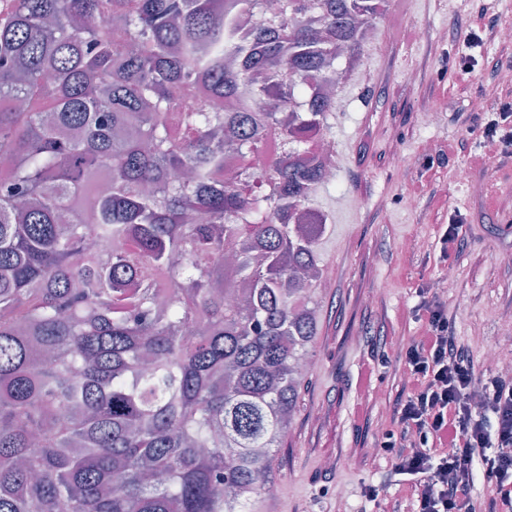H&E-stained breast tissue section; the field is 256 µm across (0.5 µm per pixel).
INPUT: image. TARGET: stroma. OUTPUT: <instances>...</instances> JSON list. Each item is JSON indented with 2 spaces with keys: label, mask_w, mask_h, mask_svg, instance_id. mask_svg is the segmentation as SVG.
I'll list each match as a JSON object with an SVG mask.
<instances>
[{
  "label": "stroma",
  "mask_w": 512,
  "mask_h": 512,
  "mask_svg": "<svg viewBox=\"0 0 512 512\" xmlns=\"http://www.w3.org/2000/svg\"><path fill=\"white\" fill-rule=\"evenodd\" d=\"M483 0H389L356 77L339 88L327 120L335 144L333 187L317 192L330 230L316 247L326 281L315 290L317 332L298 411L276 453L275 485L249 495L251 512H377L370 489L406 500L383 443L399 433L404 399L398 349L416 339L424 301L448 306L460 342L484 382L512 366V145L473 172L471 195L457 173L480 145L492 100L512 79V41L473 53L464 32ZM477 64L469 81L456 66ZM433 121H426V114ZM462 145L448 158L449 141ZM461 220L468 248L443 258L439 235ZM454 290L435 287L445 271ZM494 343L496 361L483 354ZM369 407V419L359 415ZM341 467H331L334 459Z\"/></svg>",
  "instance_id": "obj_1"
}]
</instances>
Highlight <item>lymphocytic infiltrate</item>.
<instances>
[{
    "label": "lymphocytic infiltrate",
    "mask_w": 512,
    "mask_h": 512,
    "mask_svg": "<svg viewBox=\"0 0 512 512\" xmlns=\"http://www.w3.org/2000/svg\"><path fill=\"white\" fill-rule=\"evenodd\" d=\"M422 310L419 337L402 357L408 392L394 408L400 439L384 444L412 496L409 507L397 502L382 512H512V380L484 385V408L474 412L470 350L458 344L441 303ZM491 441L497 454L482 458ZM480 474L492 493L476 500L471 491Z\"/></svg>",
    "instance_id": "obj_1"
}]
</instances>
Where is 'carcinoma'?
<instances>
[{
  "label": "carcinoma",
  "instance_id": "cac0c4a2",
  "mask_svg": "<svg viewBox=\"0 0 512 512\" xmlns=\"http://www.w3.org/2000/svg\"><path fill=\"white\" fill-rule=\"evenodd\" d=\"M264 2L0 0V512L271 488L329 229L322 83L389 0Z\"/></svg>",
  "mask_w": 512,
  "mask_h": 512
}]
</instances>
